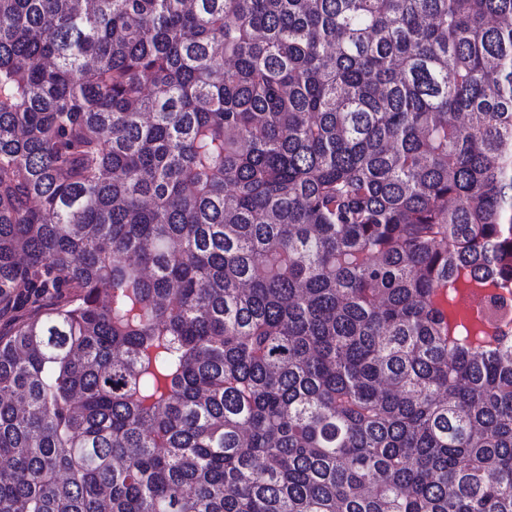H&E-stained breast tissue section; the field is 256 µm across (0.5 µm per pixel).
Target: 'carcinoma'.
<instances>
[{"label":"carcinoma","instance_id":"1","mask_svg":"<svg viewBox=\"0 0 512 512\" xmlns=\"http://www.w3.org/2000/svg\"><path fill=\"white\" fill-rule=\"evenodd\" d=\"M0 512H512V0H0Z\"/></svg>","mask_w":512,"mask_h":512}]
</instances>
